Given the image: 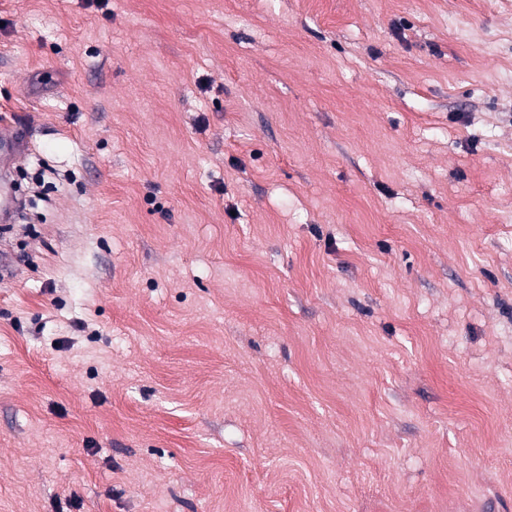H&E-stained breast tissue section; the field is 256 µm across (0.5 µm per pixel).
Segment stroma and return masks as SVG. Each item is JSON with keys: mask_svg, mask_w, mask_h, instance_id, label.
<instances>
[{"mask_svg": "<svg viewBox=\"0 0 512 512\" xmlns=\"http://www.w3.org/2000/svg\"><path fill=\"white\" fill-rule=\"evenodd\" d=\"M0 512H512V0H0ZM19 131L6 121L0 123V221L13 224L19 213V201L10 179L9 170L21 155Z\"/></svg>", "mask_w": 512, "mask_h": 512, "instance_id": "1", "label": "stroma"}]
</instances>
